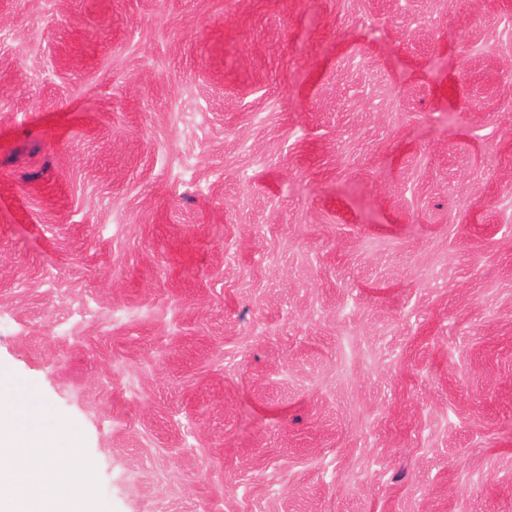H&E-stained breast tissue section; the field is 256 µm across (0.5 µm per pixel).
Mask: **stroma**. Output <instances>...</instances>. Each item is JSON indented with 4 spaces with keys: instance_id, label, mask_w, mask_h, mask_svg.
Returning <instances> with one entry per match:
<instances>
[{
    "instance_id": "35a3bbf8",
    "label": "stroma",
    "mask_w": 512,
    "mask_h": 512,
    "mask_svg": "<svg viewBox=\"0 0 512 512\" xmlns=\"http://www.w3.org/2000/svg\"><path fill=\"white\" fill-rule=\"evenodd\" d=\"M114 512H512V0H0V376Z\"/></svg>"
}]
</instances>
